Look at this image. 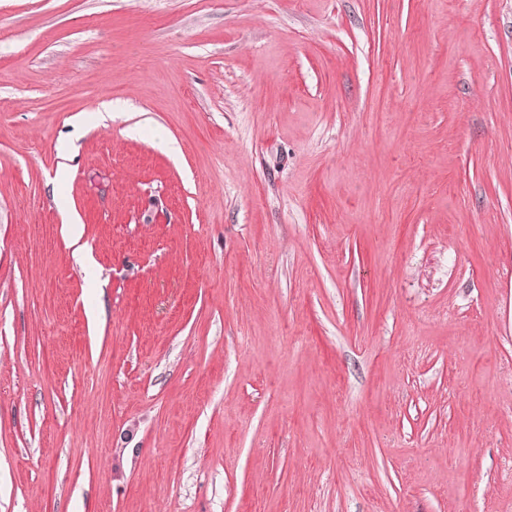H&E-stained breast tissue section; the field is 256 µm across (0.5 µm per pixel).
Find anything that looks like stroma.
I'll use <instances>...</instances> for the list:
<instances>
[{"label": "stroma", "instance_id": "1", "mask_svg": "<svg viewBox=\"0 0 512 512\" xmlns=\"http://www.w3.org/2000/svg\"><path fill=\"white\" fill-rule=\"evenodd\" d=\"M0 512H512V0H0Z\"/></svg>", "mask_w": 512, "mask_h": 512}]
</instances>
